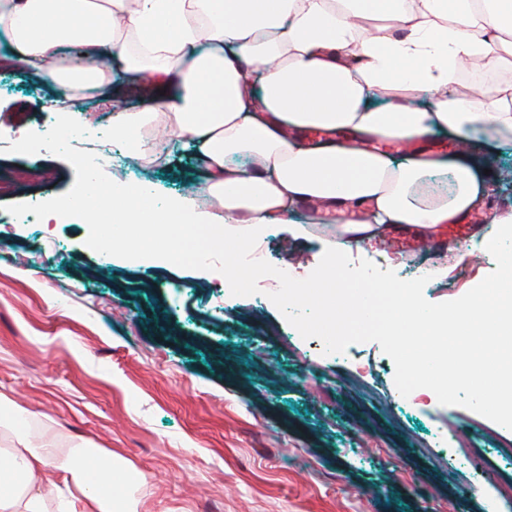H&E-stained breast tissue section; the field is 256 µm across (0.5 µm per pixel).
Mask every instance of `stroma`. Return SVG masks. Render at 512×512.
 Segmentation results:
<instances>
[{"instance_id":"stroma-1","label":"stroma","mask_w":512,"mask_h":512,"mask_svg":"<svg viewBox=\"0 0 512 512\" xmlns=\"http://www.w3.org/2000/svg\"><path fill=\"white\" fill-rule=\"evenodd\" d=\"M58 119L48 91L0 67V175L45 165L42 188L19 183L0 197V420L31 444L97 449L127 465L121 479L138 512H512V431L430 390L403 398L395 366L374 341L324 354L302 339L268 298L241 297L213 271L158 260L152 243L102 255L85 240L97 195L85 194L80 140L44 147ZM31 144L18 152L20 133ZM112 140L99 188L132 182L156 203L198 186L189 151L151 165ZM483 165L493 174L491 210L512 209V145ZM52 207L80 196L62 223L18 222L35 197ZM335 228L298 234L276 224L261 244L275 266L308 276ZM393 233L357 247L404 280L422 270L426 300H454L496 264L489 252L458 260L438 246L406 252Z\"/></svg>"}]
</instances>
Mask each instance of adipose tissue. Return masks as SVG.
I'll return each instance as SVG.
<instances>
[{
	"instance_id": "1",
	"label": "adipose tissue",
	"mask_w": 512,
	"mask_h": 512,
	"mask_svg": "<svg viewBox=\"0 0 512 512\" xmlns=\"http://www.w3.org/2000/svg\"><path fill=\"white\" fill-rule=\"evenodd\" d=\"M0 35L13 48L0 65L49 89L71 125L87 91L160 76L149 100H113L112 131L159 126L190 146L212 204L178 198L131 217L113 187V221L137 224L160 259L167 229L194 226L185 251L220 252L303 209L338 225V251L392 228L424 235L484 205L481 161L512 142V82L457 88L464 66H512V0H0ZM67 47L99 59L73 63ZM435 135L469 154L375 148ZM434 174L451 175V195L423 190ZM89 454L0 448L22 474L0 512H112V483L91 485Z\"/></svg>"
}]
</instances>
